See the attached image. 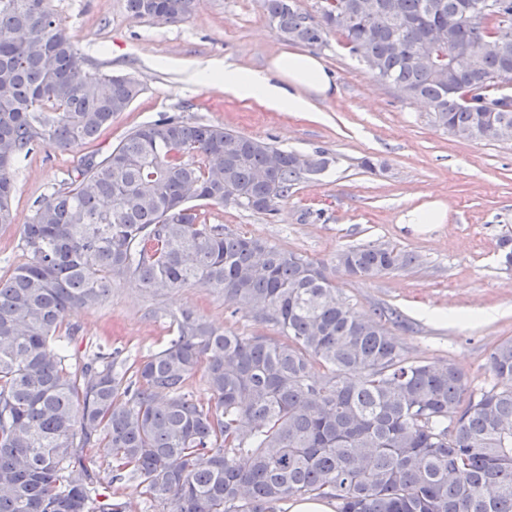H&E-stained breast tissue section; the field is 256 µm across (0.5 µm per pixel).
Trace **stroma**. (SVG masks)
<instances>
[{"label": "stroma", "instance_id": "obj_1", "mask_svg": "<svg viewBox=\"0 0 512 512\" xmlns=\"http://www.w3.org/2000/svg\"><path fill=\"white\" fill-rule=\"evenodd\" d=\"M50 7L84 69L132 76L141 93L94 144L65 153L40 150L18 167L14 222L0 226V268L20 257L19 233L35 200L85 156L106 153L159 115L230 127L287 151L323 148L337 156V164L300 184L276 219L227 206L212 208V223L325 263L357 313L370 316L383 307L400 312L390 330L407 357L454 364L475 389L495 384L489 354L512 338V267L502 263L499 250L500 238L512 236V140L453 137L434 125L425 102L381 84L336 35L316 53L334 86L308 112H276L197 81V71L207 66L231 62L262 69L270 58L291 52L261 0H198L189 19L169 24L132 16L126 0H50ZM366 157L374 170L362 167ZM432 202L445 207L446 223H401L408 210ZM372 241L395 244L417 261L370 280L336 272V251ZM184 309L225 331L275 333L253 312H231L222 296L205 289L152 293L135 281L118 280L101 305L67 314L74 332L71 362L81 365L101 350L151 355L167 339L172 314ZM473 310L493 317L453 322V315Z\"/></svg>", "mask_w": 512, "mask_h": 512}]
</instances>
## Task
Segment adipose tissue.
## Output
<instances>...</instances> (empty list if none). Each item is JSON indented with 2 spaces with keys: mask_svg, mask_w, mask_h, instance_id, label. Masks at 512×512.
<instances>
[{
  "mask_svg": "<svg viewBox=\"0 0 512 512\" xmlns=\"http://www.w3.org/2000/svg\"><path fill=\"white\" fill-rule=\"evenodd\" d=\"M199 81L223 87L226 94L254 98L275 111L307 112L314 99L328 95L332 82L321 61L306 53L274 57L265 70L228 64L206 67Z\"/></svg>",
  "mask_w": 512,
  "mask_h": 512,
  "instance_id": "obj_1",
  "label": "adipose tissue"
}]
</instances>
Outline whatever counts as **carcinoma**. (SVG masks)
<instances>
[{
  "label": "carcinoma",
  "instance_id": "obj_1",
  "mask_svg": "<svg viewBox=\"0 0 512 512\" xmlns=\"http://www.w3.org/2000/svg\"><path fill=\"white\" fill-rule=\"evenodd\" d=\"M197 2L127 8L176 22ZM261 5L291 45L317 50L339 35L460 140L512 126V42L498 38L512 0ZM437 28L449 46L434 43ZM450 50L469 70L450 67ZM139 93L130 77L83 69L49 0H0V225L13 223L18 163L95 141ZM337 161L162 115L36 201L24 261L0 277V512H127L112 489L126 477L157 512H287L302 496L336 512H512V339L489 355L497 384L475 393L452 364L409 360L385 324L395 312L357 315L324 264L209 222L208 208L228 205L273 218ZM416 261L381 242L334 257L356 279ZM122 278L153 292L200 286L278 336L221 331L185 310L159 352L120 371L103 353L72 368L66 314L99 305ZM198 372L206 401L187 390ZM100 444L105 488L84 454Z\"/></svg>",
  "mask_w": 512,
  "mask_h": 512
}]
</instances>
